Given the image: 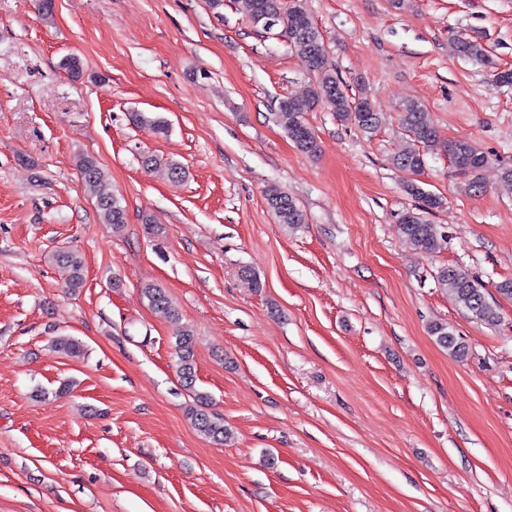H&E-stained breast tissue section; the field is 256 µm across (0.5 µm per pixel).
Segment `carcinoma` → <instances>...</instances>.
<instances>
[{
  "instance_id": "1",
  "label": "carcinoma",
  "mask_w": 512,
  "mask_h": 512,
  "mask_svg": "<svg viewBox=\"0 0 512 512\" xmlns=\"http://www.w3.org/2000/svg\"><path fill=\"white\" fill-rule=\"evenodd\" d=\"M243 6L255 26L264 28L266 32L277 30L279 35L287 37L313 74V81L304 96L282 100L278 111L272 113L274 122L300 152L314 153L317 150L316 136L306 123L305 114L318 106L335 112L339 120L351 119L365 136L370 137L375 133L381 123L380 113L376 112L368 97L353 98L346 92L330 62L324 37L307 10L306 0H243ZM454 47L459 56L494 68L496 83L512 85V70L497 68L478 37L461 34L455 38ZM400 123L407 141L393 156L392 164L402 171L419 173L424 167L425 157L433 152L447 155L452 165L465 175L476 177L488 164V156L475 144L443 138L429 113L416 103H409L403 108ZM76 166L84 185L95 198L102 222L111 225L114 230L122 228L127 222L126 210L114 193L107 172L87 155L78 157ZM143 166L149 171L163 170L172 180L181 178L183 174L179 164L156 155L144 156ZM405 191L419 199L422 205L403 215L399 224L401 238L417 252L432 254L441 248L445 236L437 225L427 219L426 214L442 207L444 200L425 191L414 179L406 182ZM265 197L278 223L289 229H297L306 223L303 211L281 188L269 186L265 190ZM55 260L68 271L67 288L75 290L83 285L84 265L81 257L71 250H60L55 254ZM435 278L471 319L487 325L499 322V313L487 301L483 284L468 270L459 266H442L437 269ZM141 294L156 312L167 317L175 316V310L163 289L147 284L141 288ZM429 331L453 357L462 359L468 355L467 345L448 331V324L434 322ZM192 343V331L187 328L180 330L175 342L178 372L189 390L195 385ZM52 345L69 357L84 354L82 344L69 336L54 337ZM209 406V396L197 393L194 405L187 408V416L200 435L215 444L224 445L232 438L231 429L224 424L221 415L209 410Z\"/></svg>"
}]
</instances>
